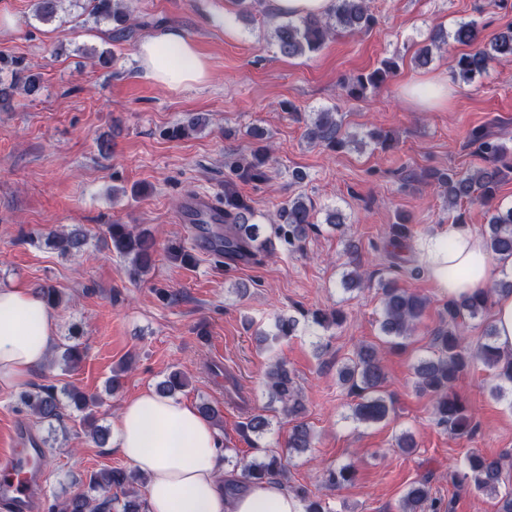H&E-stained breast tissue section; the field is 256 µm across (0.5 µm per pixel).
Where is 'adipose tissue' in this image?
Returning <instances> with one entry per match:
<instances>
[{
    "mask_svg": "<svg viewBox=\"0 0 512 512\" xmlns=\"http://www.w3.org/2000/svg\"><path fill=\"white\" fill-rule=\"evenodd\" d=\"M146 78L170 89L204 82L208 63L196 44L177 28L142 39L137 46ZM437 288L451 297L480 292L491 279V260L482 237L468 224L422 246ZM57 319L33 290L0 288V388L19 389L47 360ZM119 454L145 479L146 512H303L284 486L247 483L218 459L219 440L209 421L192 405L141 390L126 400L117 423Z\"/></svg>",
    "mask_w": 512,
    "mask_h": 512,
    "instance_id": "obj_1",
    "label": "adipose tissue"
}]
</instances>
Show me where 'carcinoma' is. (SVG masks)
<instances>
[{
  "mask_svg": "<svg viewBox=\"0 0 512 512\" xmlns=\"http://www.w3.org/2000/svg\"><path fill=\"white\" fill-rule=\"evenodd\" d=\"M61 0H36L34 17L40 22L55 20ZM89 15L95 21L112 24V39L126 40L132 36L135 25L131 23V14L125 0H89ZM376 23L368 0H333L330 11L322 16L286 18L278 21L273 29V38L281 55L289 58L305 57L319 51L325 42L342 33L366 32ZM455 42L468 47L456 64L454 78L464 83L486 75L490 64L495 61L512 60V26L488 37L483 27L474 21H464L449 31L437 27L430 34L431 46L422 47L415 57V63L427 66L432 61L431 48L437 49ZM398 68L394 58L385 60L381 67L360 73L341 83L343 91L350 98L360 99L379 89ZM21 91L28 97L40 95L42 86L39 76L23 70L11 71V80L0 83V110L11 108L15 91ZM281 110L289 113L298 122H304L309 143L321 146L332 152L348 149L355 143V137L344 129V118L334 109L319 112H300L290 102L280 104ZM471 142L478 146L484 166L461 172L456 170H435L430 179L437 186L448 209L452 210L464 199L478 202L488 207L490 217L485 230L484 240L490 256L501 263L512 259V207L503 209L494 204L496 190L503 179L512 171L507 161V149L493 134L484 127L471 132ZM269 156L260 148L252 157L230 166L232 174L239 180L251 183H264L269 179L267 165ZM224 222L219 230L211 232L206 224L207 216H198L196 223L201 231L210 235L211 250L220 258L238 262H249L273 248V239L277 238L290 249H299L308 233L315 229L316 208L314 203L298 195L284 205L278 212L279 224L274 227V237L263 234L260 226L254 223L253 207L238 193L233 182L224 183V202H222ZM393 250L389 258L393 263L388 266L391 275L379 279L377 287L382 295V318L380 332L385 343L392 348H403L411 338L416 325L427 308V298L398 285L392 272L400 269L395 263L399 251L406 247L405 241L411 237L410 229L404 224H393L389 230ZM112 250L127 259L130 274L140 276L151 268L155 240L150 232H134L124 224H112L108 229ZM48 242L64 255H77L83 251L86 232L74 227L67 232L53 233ZM353 270L342 278L344 290L350 291L372 280V276L361 271L357 262H351ZM512 291V281L500 280L492 287L460 299L450 298L443 305L441 323L431 332L432 356L421 360L415 368V388L430 396L433 406V418L437 426L452 435L470 437L476 430L473 415L458 399L452 390V384L460 373L476 363H481L492 372L491 394L498 398L512 397V353H506L496 344L494 326H486L482 342L473 347L467 343V321L484 317L492 294L500 291ZM344 321L341 310H316L311 313V323L321 327L339 326ZM298 319L293 315H279L275 318V335L288 337L295 335ZM83 350L78 343L62 346L61 358L64 365L75 368L81 361ZM339 381L353 396L355 404L352 418L359 423L375 424L385 420L393 410V403L386 395L385 371L381 361V352L374 344L362 345L355 358L344 363L338 371ZM265 384L272 400L281 404V409L296 420L290 429L287 447L304 452L311 447V434L307 423L301 421L304 414L302 398L294 375L286 364L277 361L265 373ZM187 385L186 379L178 372L158 385V392L171 396ZM66 397L80 414L83 424L93 427L92 436L103 444L107 431L94 426L96 409L102 405V398L87 395L73 386L62 389L55 385H36L20 395L21 403L48 425L62 421L63 407L61 397ZM271 419L262 413H256L242 423L245 434L260 437L271 428ZM233 468L240 469L241 479L245 482L273 481L289 489L303 503L304 512H332L328 503L318 496H312L301 486L289 484L288 458L273 450L250 462H237ZM324 484L336 489L351 483L355 476L350 464L329 467L324 473ZM141 476L132 470L113 467L92 472L84 488L73 493L62 502L51 506L52 512H146L136 485ZM502 470L500 462L488 459L478 453L467 458L466 465L457 470L453 483L459 489L474 488L500 496L498 512H512V489L500 491ZM401 512H440V500L432 496L427 481H418L411 485L402 498Z\"/></svg>",
  "mask_w": 512,
  "mask_h": 512,
  "instance_id": "1",
  "label": "carcinoma"
}]
</instances>
